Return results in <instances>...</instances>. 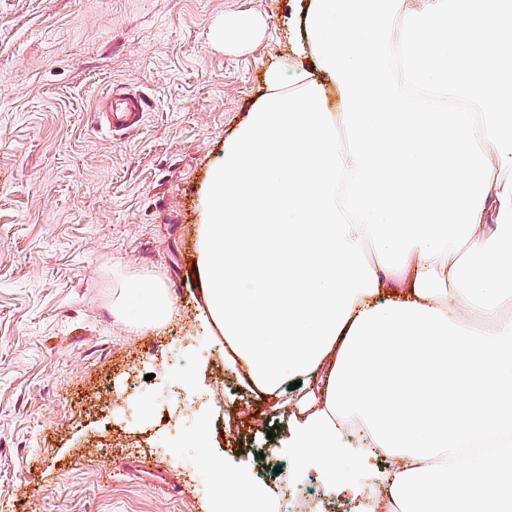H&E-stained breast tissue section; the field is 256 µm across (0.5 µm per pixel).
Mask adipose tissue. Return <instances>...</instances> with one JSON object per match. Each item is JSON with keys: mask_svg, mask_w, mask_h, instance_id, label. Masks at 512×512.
<instances>
[{"mask_svg": "<svg viewBox=\"0 0 512 512\" xmlns=\"http://www.w3.org/2000/svg\"><path fill=\"white\" fill-rule=\"evenodd\" d=\"M288 27L307 67L267 69L201 194L204 319L268 393L324 370L297 463L335 473L353 435L397 512H512V0H305ZM264 30L228 14L211 41ZM131 306L171 312L152 276ZM212 476L217 512H267L251 476Z\"/></svg>", "mask_w": 512, "mask_h": 512, "instance_id": "1", "label": "adipose tissue"}]
</instances>
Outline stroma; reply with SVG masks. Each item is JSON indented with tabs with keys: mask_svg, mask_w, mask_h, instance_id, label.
Masks as SVG:
<instances>
[{
	"mask_svg": "<svg viewBox=\"0 0 512 512\" xmlns=\"http://www.w3.org/2000/svg\"><path fill=\"white\" fill-rule=\"evenodd\" d=\"M298 0H0V512H213L201 460L326 492L286 444L320 374L273 398L205 328L200 196L224 140L294 63ZM262 15L244 53L215 47L228 13ZM115 83L147 102L112 139L91 113ZM150 275L172 302L136 326L112 300ZM186 401L168 398L176 372ZM207 427L212 440L196 445Z\"/></svg>",
	"mask_w": 512,
	"mask_h": 512,
	"instance_id": "35a3bbf8",
	"label": "stroma"
}]
</instances>
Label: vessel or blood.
<instances>
[{"instance_id": "b4317fda", "label": "vessel or blood", "mask_w": 512, "mask_h": 512, "mask_svg": "<svg viewBox=\"0 0 512 512\" xmlns=\"http://www.w3.org/2000/svg\"><path fill=\"white\" fill-rule=\"evenodd\" d=\"M145 106L140 94L114 85L98 99L93 122L101 132L121 137L143 125Z\"/></svg>"}]
</instances>
